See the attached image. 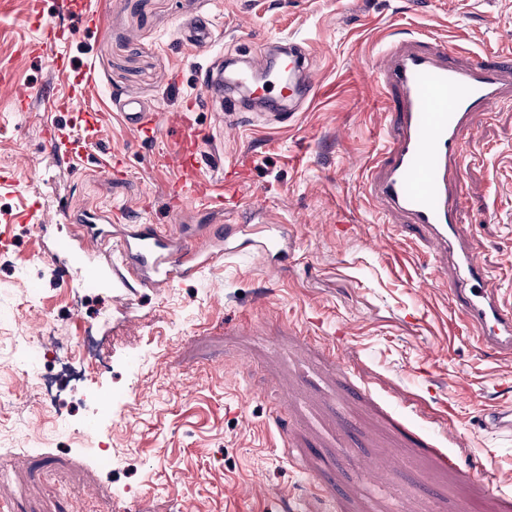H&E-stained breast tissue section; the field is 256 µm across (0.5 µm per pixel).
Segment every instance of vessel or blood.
Here are the masks:
<instances>
[{
    "label": "vessel or blood",
    "mask_w": 512,
    "mask_h": 512,
    "mask_svg": "<svg viewBox=\"0 0 512 512\" xmlns=\"http://www.w3.org/2000/svg\"><path fill=\"white\" fill-rule=\"evenodd\" d=\"M59 28L41 26L31 51L47 56L51 68L64 59L52 53ZM187 41L206 51L214 42L207 22L187 26ZM371 80L394 95L393 120L385 146L372 161L364 180L366 196L382 212L402 224L421 229L423 243L435 258L438 273L453 270L451 305L459 321L473 332L480 347L512 359V301L487 285L488 270L471 248L460 222L461 196L454 177L463 159L464 137L475 116L512 101V62L479 57L456 63L447 49L422 36L386 42L371 66ZM224 109L237 111L240 101H256L265 121L284 124L312 102L319 87L316 60L310 49L289 41L278 53L257 49L243 61L224 67ZM125 125L138 135L158 131L166 117L160 109L117 96ZM179 148L170 157L173 167L192 170L203 134L187 112L175 118ZM169 203L180 213L187 197H205L209 209H224L223 197L204 196L195 182L179 181ZM112 281L116 287L163 288L177 279L197 276L225 256L249 251L277 266L288 250V239L278 226L245 224L226 229L213 226L205 244L194 235H175L154 224H130L123 234L107 240ZM490 432L512 440V406L484 414Z\"/></svg>",
    "instance_id": "vessel-or-blood-1"
}]
</instances>
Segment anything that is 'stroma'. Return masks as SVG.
<instances>
[{"mask_svg":"<svg viewBox=\"0 0 512 512\" xmlns=\"http://www.w3.org/2000/svg\"><path fill=\"white\" fill-rule=\"evenodd\" d=\"M208 19L214 51L181 40ZM64 31L67 67L19 57L42 22ZM426 35L482 57L512 51V0H0V512H512V441L481 413L512 402V360L479 347L454 316L420 236L389 223L363 193L392 102L370 97L369 66L387 38ZM272 37L307 42L319 68L314 103L289 125L196 112L204 140L193 170L168 164L176 132L146 139L112 110L119 91L166 116L199 98L202 66ZM32 90L18 110L16 89ZM84 94L80 112L64 107ZM102 124L92 135L87 121ZM115 163L113 173L104 166ZM241 177L237 206L167 210L182 178L212 193ZM461 223L512 292V105L478 114L459 170ZM119 206L129 224H238L252 210L285 225L288 256L269 276L250 254L126 300L105 252L78 241L58 210ZM96 285L71 305L48 272ZM45 307L25 308L28 289ZM106 318L113 369L93 381L102 402L85 437L81 392L40 409L11 362L14 335H70ZM112 462L101 465L99 447ZM370 464L362 476L361 464Z\"/></svg>","mask_w":512,"mask_h":512,"instance_id":"obj_1","label":"stroma"}]
</instances>
